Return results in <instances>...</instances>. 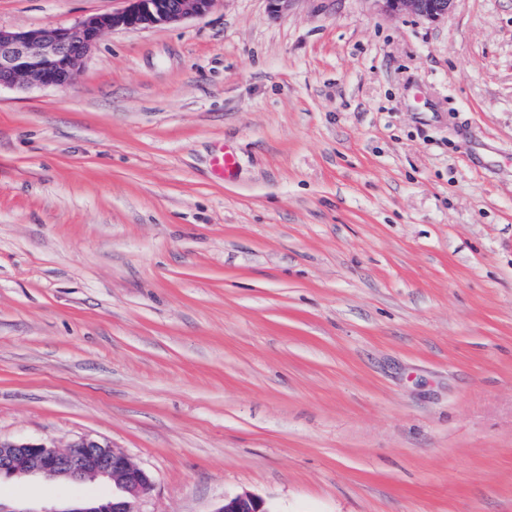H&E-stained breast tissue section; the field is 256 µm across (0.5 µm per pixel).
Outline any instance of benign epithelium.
<instances>
[{
	"label": "benign epithelium",
	"mask_w": 512,
	"mask_h": 512,
	"mask_svg": "<svg viewBox=\"0 0 512 512\" xmlns=\"http://www.w3.org/2000/svg\"><path fill=\"white\" fill-rule=\"evenodd\" d=\"M121 12L92 16L66 28L10 31L0 28V88H66L106 30L177 24L206 15L215 0H128ZM391 16L411 15L429 23L448 17L456 0H373ZM44 476L63 482L109 478L119 494L90 496L67 509H21L0 502V512H141L153 489L150 473L106 442L80 438L60 448L25 439L0 440V477ZM216 512H271L249 492L224 498Z\"/></svg>",
	"instance_id": "7a95c632"
}]
</instances>
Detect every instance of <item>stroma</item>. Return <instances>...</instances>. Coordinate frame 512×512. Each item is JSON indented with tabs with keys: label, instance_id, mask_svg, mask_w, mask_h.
<instances>
[{
	"label": "stroma",
	"instance_id": "1",
	"mask_svg": "<svg viewBox=\"0 0 512 512\" xmlns=\"http://www.w3.org/2000/svg\"><path fill=\"white\" fill-rule=\"evenodd\" d=\"M82 437L151 474L141 512H512V0H217L0 89V439ZM391 16L411 15L435 23L448 17L456 0H370ZM215 512H271L265 501L249 492L224 498L223 504Z\"/></svg>",
	"mask_w": 512,
	"mask_h": 512
}]
</instances>
